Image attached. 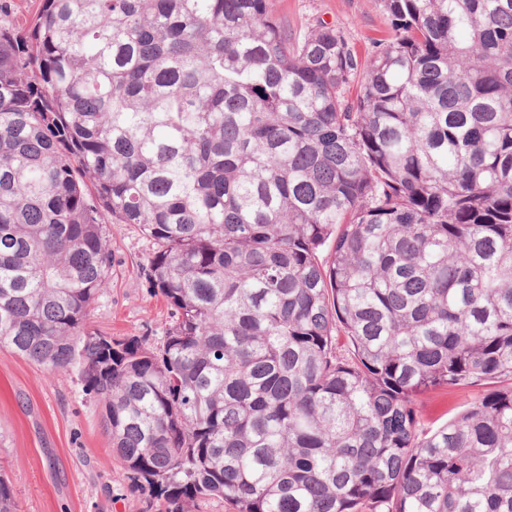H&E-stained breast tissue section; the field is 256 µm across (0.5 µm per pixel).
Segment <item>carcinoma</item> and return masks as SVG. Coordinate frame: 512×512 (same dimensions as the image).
Returning a JSON list of instances; mask_svg holds the SVG:
<instances>
[{"label": "carcinoma", "mask_w": 512, "mask_h": 512, "mask_svg": "<svg viewBox=\"0 0 512 512\" xmlns=\"http://www.w3.org/2000/svg\"><path fill=\"white\" fill-rule=\"evenodd\" d=\"M379 4L364 62L273 0L0 19V347L78 365L164 512H512V0ZM108 218L155 245L157 346L87 328ZM485 389L486 386H475L464 391L444 389L417 395L414 403L421 427L429 430L443 425Z\"/></svg>", "instance_id": "cac0c4a2"}]
</instances>
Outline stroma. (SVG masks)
Masks as SVG:
<instances>
[{
    "label": "stroma",
    "mask_w": 512,
    "mask_h": 512,
    "mask_svg": "<svg viewBox=\"0 0 512 512\" xmlns=\"http://www.w3.org/2000/svg\"><path fill=\"white\" fill-rule=\"evenodd\" d=\"M296 31L318 22L345 30L359 57L388 34L378 0H274ZM104 235L113 263L107 291L88 324L118 337L161 342L170 308L152 293L145 270L153 254L137 225L108 223ZM483 392L437 390L414 403L424 429L437 428ZM0 467L14 490L15 512H159L151 492L132 488L117 466L101 407L85 393L77 369L49 372L0 348Z\"/></svg>",
    "instance_id": "1"
}]
</instances>
